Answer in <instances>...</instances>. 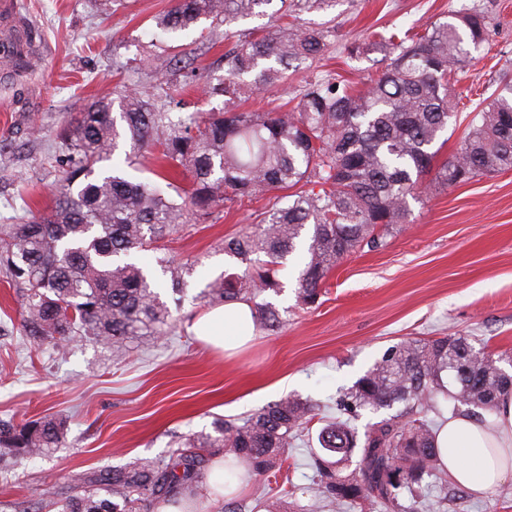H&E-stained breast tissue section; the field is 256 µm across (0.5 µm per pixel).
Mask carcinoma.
<instances>
[{
	"mask_svg": "<svg viewBox=\"0 0 512 512\" xmlns=\"http://www.w3.org/2000/svg\"><path fill=\"white\" fill-rule=\"evenodd\" d=\"M291 2L295 20L268 25L259 39L241 40L224 53L226 75L204 86L224 97L222 112H191L175 123L168 107L174 92L149 95L123 84L118 100L92 101L75 121L63 122L55 139L64 167L47 214H26L0 225V272L23 306L27 335L63 347L73 336L121 343L132 336L161 334L176 318L156 291L154 271L134 260L156 253L162 277L183 296L195 263L175 259L168 243L194 221L218 220L233 204L260 202L252 224L224 239V255L244 265L214 276L199 293L213 307L244 301L254 324L273 331L282 324L276 306L284 285L279 272L300 254L297 299L317 304L322 285L345 257L386 245L403 223L408 198L426 174L448 188L477 176L512 170V78L503 77L474 113L458 151L436 163L435 149L451 118L449 80L471 51L486 40L487 20L463 7L450 21H435L421 33L378 35L388 63L364 88L331 76L305 80L293 106L267 112L238 108L250 94L279 87L292 64L324 55L332 31L313 29L300 12L331 0ZM272 0H173L156 18L162 35L186 31L203 19L262 16ZM119 103V116L113 115ZM149 163L158 180L134 172ZM191 176L189 192L166 180L169 170ZM512 356H484L467 338L411 340L389 349L337 400L336 417L325 421L310 457L322 498L342 509L373 497L391 512L401 500L427 497L440 474L430 414L448 403L492 412L512 396ZM396 403L404 409L358 435L351 420ZM316 416V404L289 395L236 422L217 419L215 435L162 465L132 464L112 471V496L94 491L68 500L63 512H141L158 508L199 486L207 474L201 448H221L224 468L235 473L244 460L253 474L276 477V463L290 440ZM66 422L43 417L21 424L0 420V449L30 457L65 443ZM355 468L345 473L350 463Z\"/></svg>",
	"mask_w": 512,
	"mask_h": 512,
	"instance_id": "carcinoma-1",
	"label": "carcinoma"
}]
</instances>
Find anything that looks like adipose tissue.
I'll list each match as a JSON object with an SVG mask.
<instances>
[{
  "instance_id": "adipose-tissue-1",
  "label": "adipose tissue",
  "mask_w": 512,
  "mask_h": 512,
  "mask_svg": "<svg viewBox=\"0 0 512 512\" xmlns=\"http://www.w3.org/2000/svg\"><path fill=\"white\" fill-rule=\"evenodd\" d=\"M190 329L200 342L234 356L255 339L252 307L231 302L204 310ZM435 441L450 478L473 494H486L512 475V397L486 420L464 415L448 419Z\"/></svg>"
}]
</instances>
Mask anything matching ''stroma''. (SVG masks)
I'll return each mask as SVG.
<instances>
[{"mask_svg": "<svg viewBox=\"0 0 512 512\" xmlns=\"http://www.w3.org/2000/svg\"><path fill=\"white\" fill-rule=\"evenodd\" d=\"M20 2L30 63L0 72V225L21 216L24 206L41 213L52 207L59 172L51 133L64 118L123 83L152 94L174 78L152 65L161 54L152 18L172 0ZM465 6L487 15L488 41L455 74V118L438 155L446 161L499 77L512 76V0H335L300 14L305 25L336 32L333 47L310 71L363 81L386 65L374 33L444 21ZM264 23V17L228 26L205 20L175 39L196 75L183 92L191 108L223 110V97L205 96L206 80L224 77V51L261 37ZM351 44L361 54H348ZM133 58L145 68L127 70ZM34 125L42 136L30 135ZM255 209L232 205L216 222L192 225L172 243L174 255L197 266L179 321L162 335L136 336L120 347L80 336L60 351L39 345L24 334L19 299L0 285V420L56 415L68 427L62 447L0 462V512H59V503L89 481L110 490L114 469L170 462L187 438L212 433L215 418H242L287 395L334 406L403 340L464 336L493 354L512 353V171L409 199L407 220L386 245L344 258L315 306L298 305L297 267L288 263L281 273L285 288L274 299L285 312L283 327L258 332L248 350L228 359L190 333L203 309L192 297L223 270V239L251 224ZM244 481L237 499L258 512L278 503L287 488L295 506L310 504L318 478L298 440L283 457L280 477L248 473ZM428 503L430 512H512V477L476 497L444 476Z\"/></svg>", "mask_w": 512, "mask_h": 512, "instance_id": "35a3bbf8", "label": "stroma"}]
</instances>
